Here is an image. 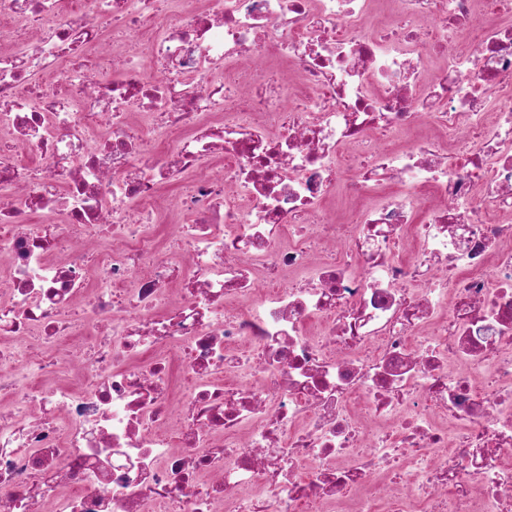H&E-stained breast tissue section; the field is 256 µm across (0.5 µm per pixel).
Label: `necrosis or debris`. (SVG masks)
<instances>
[{"instance_id":"4bbe7bcc","label":"necrosis or debris","mask_w":512,"mask_h":512,"mask_svg":"<svg viewBox=\"0 0 512 512\" xmlns=\"http://www.w3.org/2000/svg\"><path fill=\"white\" fill-rule=\"evenodd\" d=\"M0 512H512V0H0Z\"/></svg>"}]
</instances>
